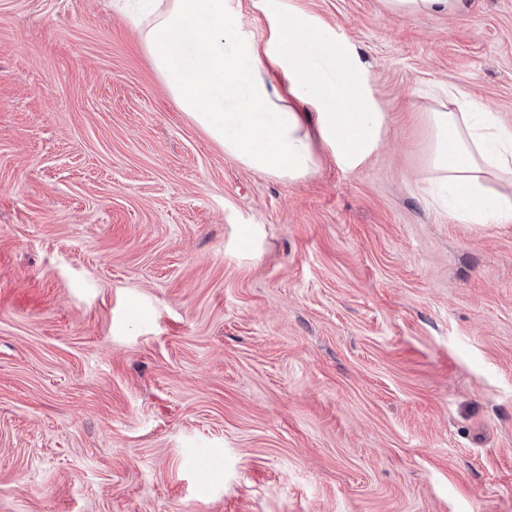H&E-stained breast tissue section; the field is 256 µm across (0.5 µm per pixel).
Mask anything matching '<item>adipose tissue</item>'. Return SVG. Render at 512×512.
Returning a JSON list of instances; mask_svg holds the SVG:
<instances>
[{"instance_id":"1","label":"adipose tissue","mask_w":512,"mask_h":512,"mask_svg":"<svg viewBox=\"0 0 512 512\" xmlns=\"http://www.w3.org/2000/svg\"><path fill=\"white\" fill-rule=\"evenodd\" d=\"M263 9L261 43L239 30L228 0H166L136 24L181 111L227 156L291 182L315 172L325 151L360 165L381 144L385 116L356 56L288 0ZM428 120L439 200L469 224H512V126L457 90Z\"/></svg>"}]
</instances>
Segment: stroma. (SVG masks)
<instances>
[{
	"label": "stroma",
	"mask_w": 512,
	"mask_h": 512,
	"mask_svg": "<svg viewBox=\"0 0 512 512\" xmlns=\"http://www.w3.org/2000/svg\"><path fill=\"white\" fill-rule=\"evenodd\" d=\"M385 112L255 172L112 0H0V512H512V224L428 195L455 88L512 125V0H289ZM393 14L428 16L452 14L464 8V0H387Z\"/></svg>",
	"instance_id": "stroma-1"
}]
</instances>
